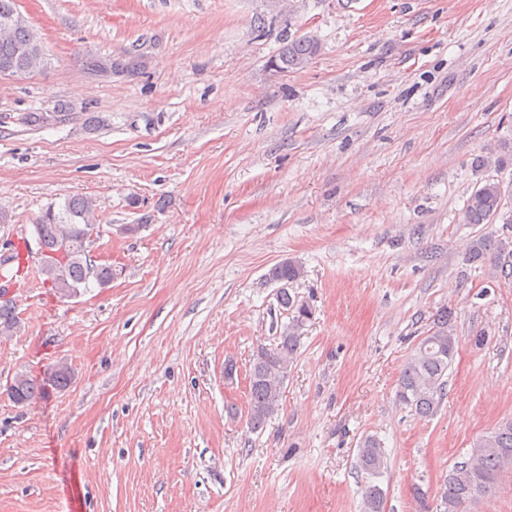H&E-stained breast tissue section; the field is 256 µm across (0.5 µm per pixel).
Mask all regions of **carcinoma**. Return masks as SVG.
<instances>
[{"instance_id":"carcinoma-1","label":"carcinoma","mask_w":512,"mask_h":512,"mask_svg":"<svg viewBox=\"0 0 512 512\" xmlns=\"http://www.w3.org/2000/svg\"><path fill=\"white\" fill-rule=\"evenodd\" d=\"M318 51V41L303 36L284 43L272 66L281 72L306 67ZM48 63L41 38L28 22H16L8 28L0 26V68L22 70L31 75ZM506 193L495 179H486L474 188L463 209L466 224H491L502 219L512 224V213L505 214ZM96 225L92 198L75 195L59 205H48L33 224V237L46 254L42 255L41 272L45 281L61 297L69 298L88 288L87 267L90 256L85 246L86 232ZM473 263L489 262L492 278L512 276V237L498 238L483 234L473 239L467 249ZM300 266L284 261L268 272L270 280L288 284L301 277ZM279 303L291 317L284 326L274 348L259 347L249 371L250 428H263L278 412L288 364L297 352L302 330L312 319L308 302L279 291ZM20 329L13 301L0 299V336H11ZM456 353L453 315L442 311L428 334L421 338L407 358L398 378L397 400L421 418L433 416L444 396L448 369ZM42 392V386L24 373L13 379L11 399L26 404ZM512 464V419L501 422L492 431L476 439L462 460L448 470L438 489L436 509L429 505L428 491L416 485L412 496L419 512H465L466 506L479 499L491 498L501 489V474ZM359 470L366 475L362 489L363 512H384L383 489L378 479L387 469L386 454L378 440L366 437L357 454Z\"/></svg>"}]
</instances>
